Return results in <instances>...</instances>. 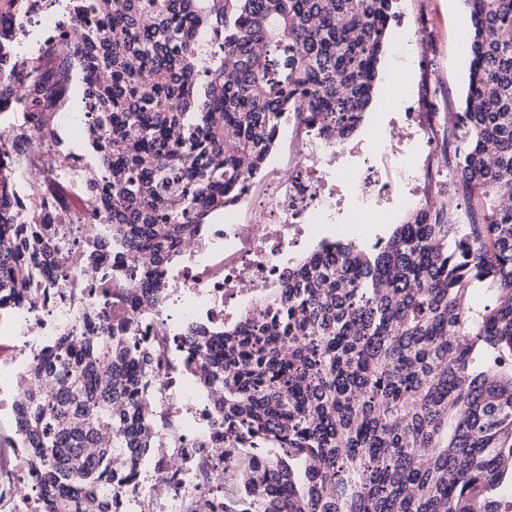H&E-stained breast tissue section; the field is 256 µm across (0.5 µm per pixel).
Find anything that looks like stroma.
I'll return each instance as SVG.
<instances>
[{"instance_id": "35a3bbf8", "label": "stroma", "mask_w": 512, "mask_h": 512, "mask_svg": "<svg viewBox=\"0 0 512 512\" xmlns=\"http://www.w3.org/2000/svg\"><path fill=\"white\" fill-rule=\"evenodd\" d=\"M394 10L396 16L390 22L388 45L381 59L374 93L375 102L351 136L367 154L374 151L376 126L387 124L391 117L389 109L380 106L389 96L390 82L396 81L414 89L426 86L431 104L445 118L460 112L468 83L470 48L461 38L468 20L464 0H396ZM408 27L425 38L430 64L396 65L394 47ZM410 212L408 204L395 199L387 202L381 213L364 221L357 207L350 206L325 226L322 237L368 247L377 239L388 238L395 225L402 223Z\"/></svg>"}]
</instances>
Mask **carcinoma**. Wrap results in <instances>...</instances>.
Wrapping results in <instances>:
<instances>
[{
	"label": "carcinoma",
	"instance_id": "1",
	"mask_svg": "<svg viewBox=\"0 0 512 512\" xmlns=\"http://www.w3.org/2000/svg\"><path fill=\"white\" fill-rule=\"evenodd\" d=\"M468 88L452 126L454 210L413 213L370 248L322 241L186 353L224 425V512H502L512 493V0H464ZM100 153L91 187L155 304L178 249L261 170L303 98L340 143L370 105L394 0H70ZM0 18V100H21ZM208 58H202L203 49ZM0 149V307L33 304L67 260L66 225L14 223ZM494 302H470L476 282ZM59 337L16 404L43 512H119L151 448L143 346L108 322Z\"/></svg>",
	"mask_w": 512,
	"mask_h": 512
}]
</instances>
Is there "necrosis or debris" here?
Instances as JSON below:
<instances>
[{
  "mask_svg": "<svg viewBox=\"0 0 512 512\" xmlns=\"http://www.w3.org/2000/svg\"><path fill=\"white\" fill-rule=\"evenodd\" d=\"M68 0H28L14 35L37 63L68 56L72 44L61 16ZM398 138L383 136L376 159L352 169L350 187L362 208L376 212L393 192L408 203L447 189L450 163L411 157L399 161L405 145L430 151L438 134L433 112L395 105ZM55 135L43 150L28 149L31 113L13 101L0 103V141L7 148L21 224H66L69 259L37 307L16 305L0 314V335L16 336L19 352L0 353V424L15 420V402L32 367L45 360L58 336H85L90 325L120 324L132 341L146 346L154 371L143 401L156 422L155 445L142 458L135 479L121 489V512H224V427L213 420L207 393L185 367L187 330L212 326L248 310L255 295L288 270L291 248L315 236L322 220L335 217L343 196L334 172L347 164L349 146L323 138L317 124L288 112L280 128L288 140L287 159L268 163L258 192H245L234 215L204 225L199 240L166 276L167 299L158 307L135 296L120 252L103 256L82 272L79 254L84 228L94 211L89 177L98 157L88 149L87 116L50 112ZM0 448V512H41L40 477L28 460L20 434Z\"/></svg>",
  "mask_w": 512,
  "mask_h": 512,
  "instance_id": "necrosis-or-debris-1",
  "label": "necrosis or debris"
}]
</instances>
